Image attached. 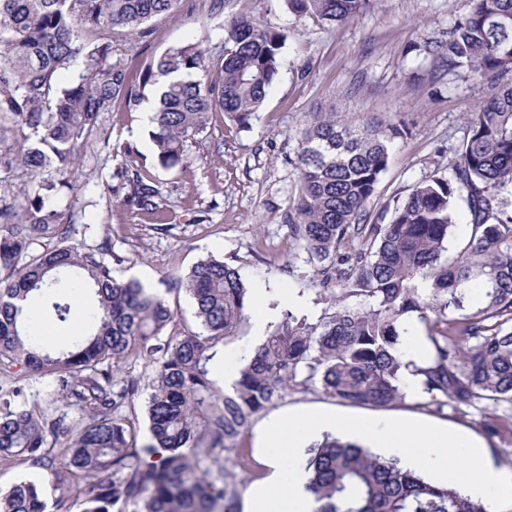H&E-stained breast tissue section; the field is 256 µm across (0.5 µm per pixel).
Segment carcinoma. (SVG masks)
Wrapping results in <instances>:
<instances>
[{"instance_id":"carcinoma-1","label":"carcinoma","mask_w":512,"mask_h":512,"mask_svg":"<svg viewBox=\"0 0 512 512\" xmlns=\"http://www.w3.org/2000/svg\"><path fill=\"white\" fill-rule=\"evenodd\" d=\"M179 2L0 0V171L22 165L38 179L20 203L0 207V377L10 379L0 384V463L40 467L53 486L78 493L91 484L79 512H233L216 459L233 451L245 462L238 437L299 376L352 404L401 400L407 371L437 411L450 401L512 405V0H472L448 32L417 46L442 73L484 81L492 94L454 150L452 177L419 182L390 223L371 218L368 203L405 130L315 113L298 154L288 235L327 307L315 323L280 312L229 389L213 365L227 341L248 334L251 296L238 268L210 256L170 278L167 291L193 300L198 327L183 326L165 295L114 276L124 258L110 237L76 241L74 212L57 201L71 185L42 177L73 166L102 113L137 111L158 83L165 90L150 138L163 169L190 167L186 144L212 113L249 125L279 73L287 33L235 9L243 0H212L221 18L214 43L172 47L132 77L127 53ZM284 2L336 26L370 0ZM128 182L131 200L168 229L162 186L137 171ZM461 196L467 233L456 243ZM52 290L83 300L85 329L64 347L36 338L37 312L23 306ZM412 315L432 345L419 365L400 351ZM130 360L152 370L147 445L138 444L134 415L140 381L119 377ZM31 376L52 378L58 406L17 403ZM307 470L314 512H492L336 438L313 449ZM47 508L32 481L0 491V512Z\"/></svg>"}]
</instances>
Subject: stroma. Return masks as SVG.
I'll list each match as a JSON object with an SVG mask.
<instances>
[{
  "label": "stroma",
  "instance_id": "1",
  "mask_svg": "<svg viewBox=\"0 0 512 512\" xmlns=\"http://www.w3.org/2000/svg\"><path fill=\"white\" fill-rule=\"evenodd\" d=\"M471 8L472 0H372L354 20L332 27L288 13L284 0H247L244 12L288 33L279 74L250 128L238 129L214 113L207 130L187 144L190 169L165 171L155 163L151 125L143 112L112 110L103 115L102 130L82 151L79 164L65 174L72 188L61 202L72 205L87 243L111 237L113 251L124 258L115 268L118 278L158 289L169 275L212 255L235 265L249 286L251 325L273 321L269 303L274 298L317 320L323 307L305 288L310 268L293 250L287 223L299 176V144L311 115L336 112L361 123L405 126L368 203L373 214L391 220L418 182L450 177L453 150L486 96L479 81L440 76L435 61L415 49L440 37ZM217 26L210 0H181L177 13L133 51L157 56L185 42L204 44L216 40ZM132 161L162 183L171 231L157 230L130 200L125 169ZM428 400L417 388L377 407L341 403L313 388H290L252 418L239 438L249 465L225 461V481L245 496L266 472L255 446L256 427L291 409L320 407L448 424L481 442L494 468L512 475V406L484 401L437 413Z\"/></svg>",
  "mask_w": 512,
  "mask_h": 512
}]
</instances>
